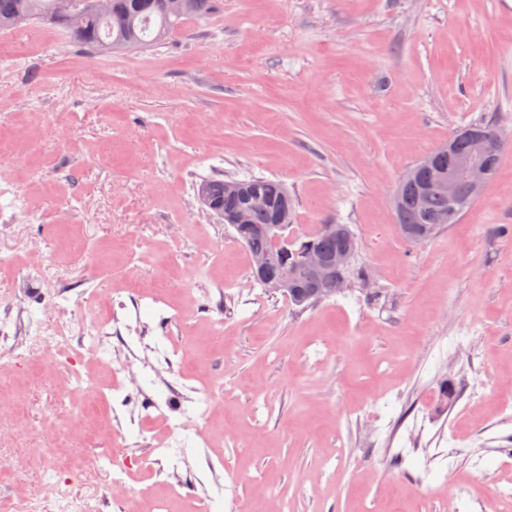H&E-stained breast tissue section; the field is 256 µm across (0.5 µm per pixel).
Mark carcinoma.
<instances>
[{"label": "carcinoma", "instance_id": "cac0c4a2", "mask_svg": "<svg viewBox=\"0 0 512 512\" xmlns=\"http://www.w3.org/2000/svg\"><path fill=\"white\" fill-rule=\"evenodd\" d=\"M180 7H173V0H112L111 10L99 13L82 5L69 12H61L57 0H0V31H10L23 23L41 21L63 28L69 39L93 55L114 54L122 51L156 45L190 19H203L217 6V0H179ZM466 129L453 132L448 142L453 144L451 154L469 153L472 143L464 136ZM451 159L444 154L436 166L417 173L415 180L404 186L393 206L399 231L408 228L414 236L403 235L410 243H420L433 238L439 229L456 221L449 216L450 205L437 180L438 170H448ZM205 189L210 200L221 210L234 214L244 212V223L237 234L249 256L276 253V248L262 229L280 215L283 227L291 223L294 202L288 189L278 180L250 176L239 180L243 192L234 196L227 189L225 180L208 177L198 184ZM259 194L268 200L264 206H253L246 198ZM342 236H329L322 231L302 233L288 248L295 249L304 242L325 253L342 248L357 251V241L348 225L343 224Z\"/></svg>", "mask_w": 512, "mask_h": 512}]
</instances>
